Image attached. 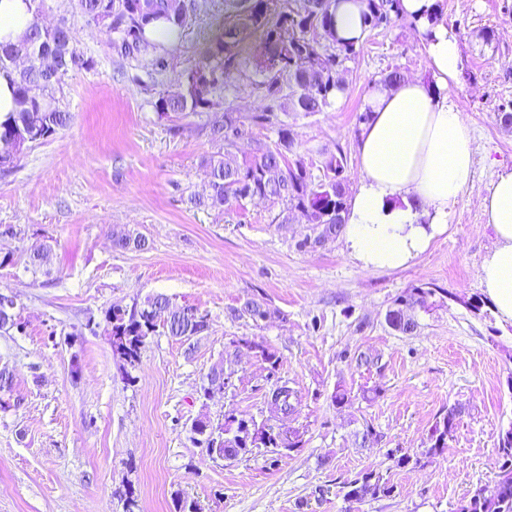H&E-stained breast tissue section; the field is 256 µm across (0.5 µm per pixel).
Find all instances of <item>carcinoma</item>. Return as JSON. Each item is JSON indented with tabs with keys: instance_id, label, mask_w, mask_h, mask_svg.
<instances>
[{
	"instance_id": "1",
	"label": "carcinoma",
	"mask_w": 512,
	"mask_h": 512,
	"mask_svg": "<svg viewBox=\"0 0 512 512\" xmlns=\"http://www.w3.org/2000/svg\"><path fill=\"white\" fill-rule=\"evenodd\" d=\"M33 23L17 42L0 43V72L11 77L18 111L0 122V157L12 155L17 141L27 136V146L41 143L67 127L71 115L59 106L56 97L65 77L76 70H90L94 60L87 56L76 37L67 14L78 15L88 24L106 28L125 55L138 61L139 67L156 82L169 67L168 49L154 38L157 30L183 32L186 18L201 8L193 0H28ZM232 22L223 27L202 60L181 74V93L170 96L157 93L150 101L161 116L170 113L193 115L202 120L212 141L222 150L205 160L210 173L211 192L193 199L197 206L220 207L230 201L265 200L282 206L274 220L288 222L289 213L302 211L312 234L301 245H318L336 238L345 225L349 185L344 177L346 156L342 150L324 158L322 175L316 177L301 158L291 161L294 139L288 122L279 111L297 114L321 112L342 89L338 67L355 54L356 45L343 43L332 26L330 0H279L276 8L268 0H235ZM56 9L62 15L53 26L42 23L45 12ZM368 29L389 27L403 15L399 0H366ZM261 39V54L251 61L244 56V42L251 36ZM260 76L256 90L268 100L259 112L240 120L224 111V86L249 71ZM250 127H270L277 140L256 141L251 156L234 153L236 140ZM115 246L142 249L145 240L129 231L112 233ZM435 289L415 287L398 296L386 313V323L402 333L418 327L416 314L434 306ZM232 316L265 321L271 311L256 299H247L232 309ZM106 332L113 356L122 366H135L147 340L159 332L186 341L210 327L208 314L193 306H179L164 294L146 297L140 306L128 311L114 306L105 313ZM243 345L268 365L275 375L279 357L270 347L245 340ZM302 397L288 382L276 378L269 392L268 405L288 427L295 421ZM454 409L436 418L431 425L426 448L413 457L400 448L388 451L394 463L406 467L442 455L455 429ZM224 458L233 462L245 458L254 448L302 447L303 440L288 437V430L260 424L253 417L234 411L224 413ZM213 420L200 415L190 429L191 441L209 447L207 432ZM498 495L490 497L479 487L459 506V512H512V440L502 437L497 452ZM396 487L371 471L348 483L345 497L360 501L367 497L390 498Z\"/></svg>"
}]
</instances>
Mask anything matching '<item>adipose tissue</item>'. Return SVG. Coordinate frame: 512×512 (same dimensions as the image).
<instances>
[{
	"mask_svg": "<svg viewBox=\"0 0 512 512\" xmlns=\"http://www.w3.org/2000/svg\"><path fill=\"white\" fill-rule=\"evenodd\" d=\"M425 36L431 81L376 84L363 99L369 120L358 141L359 187L343 236L355 258L396 269L425 252L474 177V150L462 112L448 97L463 68L459 38L439 18L436 0H400ZM364 0H332L336 35L361 42ZM497 245L481 267V286L499 319L512 325V170L500 172L479 200Z\"/></svg>",
	"mask_w": 512,
	"mask_h": 512,
	"instance_id": "adipose-tissue-1",
	"label": "adipose tissue"
}]
</instances>
